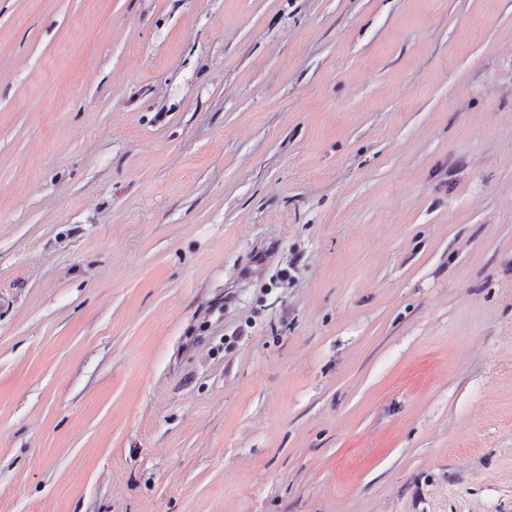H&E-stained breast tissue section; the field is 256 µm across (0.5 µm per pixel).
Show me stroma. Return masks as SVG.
I'll use <instances>...</instances> for the list:
<instances>
[{
  "label": "stroma",
  "instance_id": "stroma-1",
  "mask_svg": "<svg viewBox=\"0 0 512 512\" xmlns=\"http://www.w3.org/2000/svg\"><path fill=\"white\" fill-rule=\"evenodd\" d=\"M0 512H512V0H0Z\"/></svg>",
  "mask_w": 512,
  "mask_h": 512
}]
</instances>
